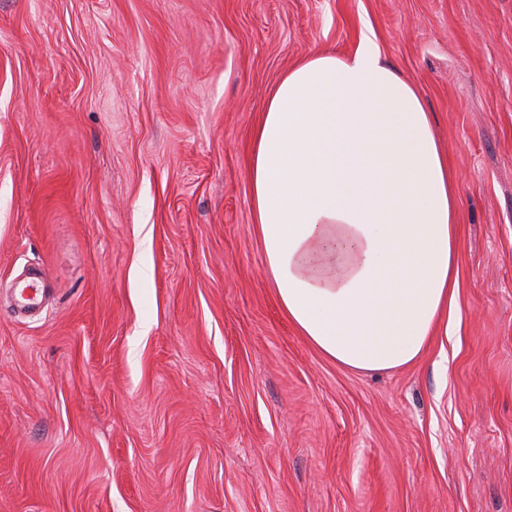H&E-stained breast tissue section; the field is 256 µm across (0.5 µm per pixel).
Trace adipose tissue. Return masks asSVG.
I'll return each instance as SVG.
<instances>
[{"label":"adipose tissue","instance_id":"obj_1","mask_svg":"<svg viewBox=\"0 0 512 512\" xmlns=\"http://www.w3.org/2000/svg\"><path fill=\"white\" fill-rule=\"evenodd\" d=\"M248 177L278 303L325 357L396 370L441 335L459 280L448 159L372 37L350 55L311 52L280 79Z\"/></svg>","mask_w":512,"mask_h":512}]
</instances>
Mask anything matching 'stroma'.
Segmentation results:
<instances>
[{
  "label": "stroma",
  "mask_w": 512,
  "mask_h": 512,
  "mask_svg": "<svg viewBox=\"0 0 512 512\" xmlns=\"http://www.w3.org/2000/svg\"><path fill=\"white\" fill-rule=\"evenodd\" d=\"M366 32L460 227L447 341L370 375L289 322L248 179ZM0 512H512V0H0ZM43 290L44 288H41V284L37 280L22 282L15 290V305L19 308L37 305Z\"/></svg>",
  "instance_id": "obj_1"
}]
</instances>
